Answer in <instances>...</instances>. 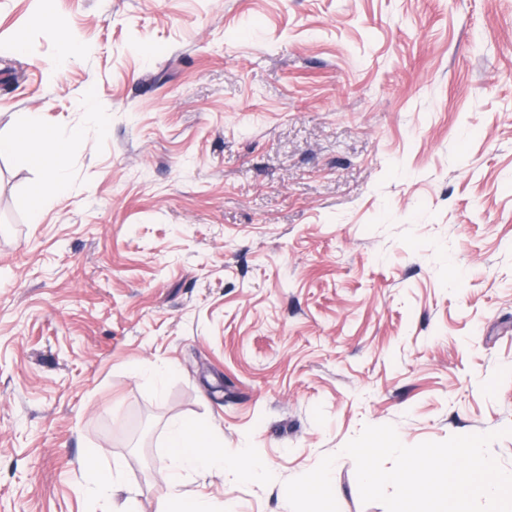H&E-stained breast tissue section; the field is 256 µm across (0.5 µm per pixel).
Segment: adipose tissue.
<instances>
[{"mask_svg":"<svg viewBox=\"0 0 512 512\" xmlns=\"http://www.w3.org/2000/svg\"><path fill=\"white\" fill-rule=\"evenodd\" d=\"M27 155L34 160L45 153H52L53 165L47 181L40 190L41 201L30 210L31 223H39L43 212V200L64 195L69 188V162L66 150L59 145L48 146L44 140L34 139L25 146ZM217 431L207 424L177 422L167 432L171 448L165 465V476L170 488L163 499L160 512H213L209 499L181 494L180 486L189 474L223 475L226 466H233L236 474L247 481H261L267 476L263 463L250 452H242L235 460H227L223 452L216 449L214 440ZM83 486L95 500L114 503L122 491L121 475L124 470L122 459H113L109 465H101L97 457L78 459Z\"/></svg>","mask_w":512,"mask_h":512,"instance_id":"adipose-tissue-1","label":"adipose tissue"}]
</instances>
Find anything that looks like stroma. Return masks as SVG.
Masks as SVG:
<instances>
[{"label":"stroma","mask_w":512,"mask_h":512,"mask_svg":"<svg viewBox=\"0 0 512 512\" xmlns=\"http://www.w3.org/2000/svg\"><path fill=\"white\" fill-rule=\"evenodd\" d=\"M0 138V512H102L88 454L158 512L175 420L273 475L214 512H385L367 425L512 470V0H0ZM53 165L47 181L40 190L39 201L30 210V223L37 224L41 220L43 201L64 195L69 188V162L66 150L59 145L53 146Z\"/></svg>","instance_id":"obj_1"}]
</instances>
